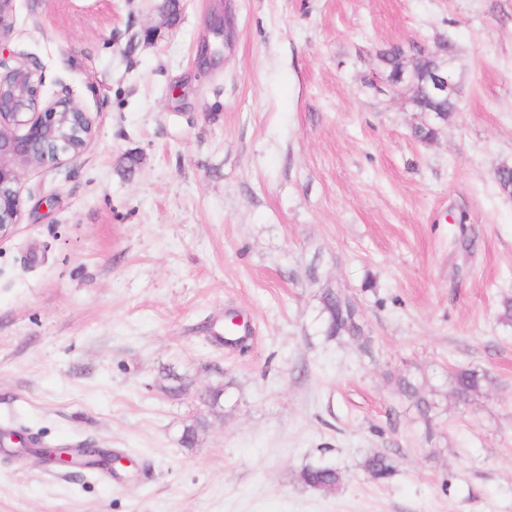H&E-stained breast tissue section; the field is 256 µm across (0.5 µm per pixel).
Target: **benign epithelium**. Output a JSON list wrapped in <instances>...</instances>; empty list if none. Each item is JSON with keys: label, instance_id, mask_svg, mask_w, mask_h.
<instances>
[{"label": "benign epithelium", "instance_id": "7a95c632", "mask_svg": "<svg viewBox=\"0 0 512 512\" xmlns=\"http://www.w3.org/2000/svg\"><path fill=\"white\" fill-rule=\"evenodd\" d=\"M422 56L440 59L439 52L410 43L399 69L386 78L391 90L414 83L410 62ZM424 79L432 97H455L456 83L446 63L434 64ZM41 84L38 63L11 67L0 59V232L17 223L21 214L20 169L55 161L61 154L75 158L92 134L93 120L69 96L40 106Z\"/></svg>", "mask_w": 512, "mask_h": 512}]
</instances>
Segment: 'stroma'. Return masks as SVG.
<instances>
[{
	"mask_svg": "<svg viewBox=\"0 0 512 512\" xmlns=\"http://www.w3.org/2000/svg\"><path fill=\"white\" fill-rule=\"evenodd\" d=\"M160 4L10 7L11 64L93 131L22 171L0 234V430L131 465L0 447V512H512V0ZM412 41L457 81L431 143L371 82ZM326 288L367 347L325 336ZM230 316L253 329L231 349ZM458 367L483 377L464 400ZM317 464L336 489L301 482ZM364 469L369 476L379 482L387 481L394 470L393 461L385 454L369 455L364 461ZM300 478L306 486L326 491L323 486L337 485L340 473L337 468L330 465L308 466L302 470Z\"/></svg>",
	"mask_w": 512,
	"mask_h": 512,
	"instance_id": "obj_1",
	"label": "stroma"
}]
</instances>
